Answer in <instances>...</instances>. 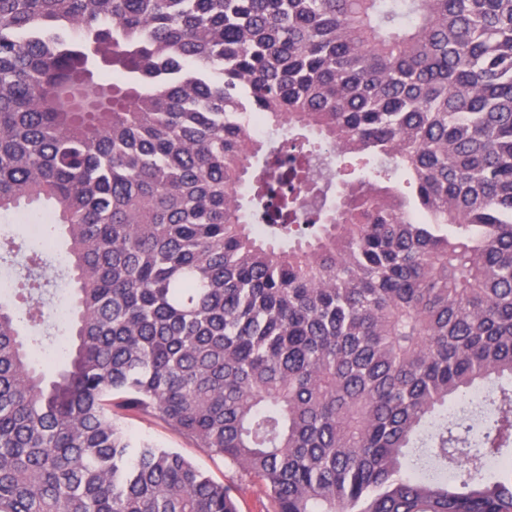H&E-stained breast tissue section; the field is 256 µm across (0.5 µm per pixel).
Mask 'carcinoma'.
<instances>
[{"mask_svg":"<svg viewBox=\"0 0 512 512\" xmlns=\"http://www.w3.org/2000/svg\"><path fill=\"white\" fill-rule=\"evenodd\" d=\"M27 211L77 287L47 382L0 243V512H239L127 416L268 512H512V0H0ZM130 431L165 448H175L207 472L217 482H235L241 485L239 494L240 512H266L269 501L263 486L256 482L240 481L236 472L224 466V460L212 456L204 448H197L193 442L171 430L161 422L146 419H129Z\"/></svg>","mask_w":512,"mask_h":512,"instance_id":"1","label":"carcinoma"}]
</instances>
